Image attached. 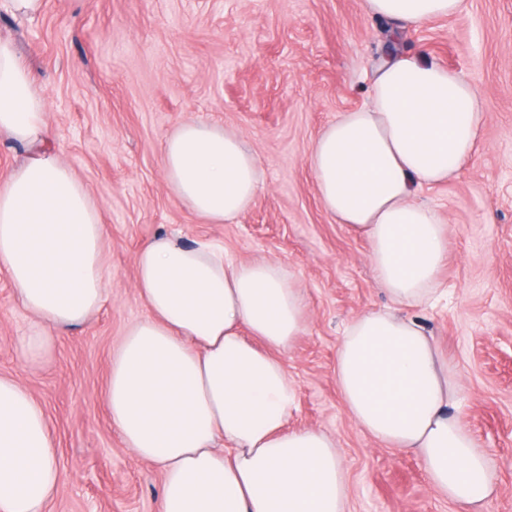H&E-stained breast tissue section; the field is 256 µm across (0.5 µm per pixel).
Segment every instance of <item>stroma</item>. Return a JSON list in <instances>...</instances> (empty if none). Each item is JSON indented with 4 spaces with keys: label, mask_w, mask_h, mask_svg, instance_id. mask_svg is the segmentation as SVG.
<instances>
[{
    "label": "stroma",
    "mask_w": 512,
    "mask_h": 512,
    "mask_svg": "<svg viewBox=\"0 0 512 512\" xmlns=\"http://www.w3.org/2000/svg\"><path fill=\"white\" fill-rule=\"evenodd\" d=\"M400 50L454 69L481 91L486 123L457 177L423 188L449 228L447 297L412 309L448 358L455 405L495 473L483 512H512V0L401 30ZM393 32L362 0H45L39 15L0 8V38L36 72L53 137L108 226V298L58 336L46 360L17 350L29 324L0 272V376L44 406L63 479L47 512H156L161 471L125 448L104 400L112 351L147 316L135 255L152 236L212 241L235 261H279L302 289L305 327L285 355L296 388L290 427L336 441L350 512H464L433 491L422 461L358 427L336 385V349L356 316L388 307L369 244L322 206L307 164L322 130L365 106ZM201 119L240 131L259 160L252 206L207 224L170 192L161 144Z\"/></svg>",
    "instance_id": "35a3bbf8"
}]
</instances>
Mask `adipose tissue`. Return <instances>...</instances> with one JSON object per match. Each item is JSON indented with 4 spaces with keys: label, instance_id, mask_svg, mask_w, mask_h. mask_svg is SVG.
Here are the masks:
<instances>
[{
    "label": "adipose tissue",
    "instance_id": "ef3b65f1",
    "mask_svg": "<svg viewBox=\"0 0 512 512\" xmlns=\"http://www.w3.org/2000/svg\"><path fill=\"white\" fill-rule=\"evenodd\" d=\"M464 0H365L396 26L459 13ZM485 101L461 74L396 53L377 70L365 107L343 112L307 161L325 210L369 242L375 279L392 303L345 328L336 383L350 418L381 444L425 464L433 489L480 512L496 476L463 420L436 341L408 309L443 294L448 228L417 203L422 186L456 177L473 158ZM37 77L0 39V138L33 155L0 176V272L30 315L22 357L45 359L55 332L101 307L109 269L102 214L70 168L39 153L50 137ZM173 196L209 224L242 215L260 166L243 136L188 120L166 136ZM148 316L116 347L106 404L122 442L163 475L158 512H347L335 441L290 427L295 389L282 360L305 325L301 289L275 260L232 261L166 235L135 257ZM44 408L0 377V512H47L61 481Z\"/></svg>",
    "mask_w": 512,
    "mask_h": 512
}]
</instances>
